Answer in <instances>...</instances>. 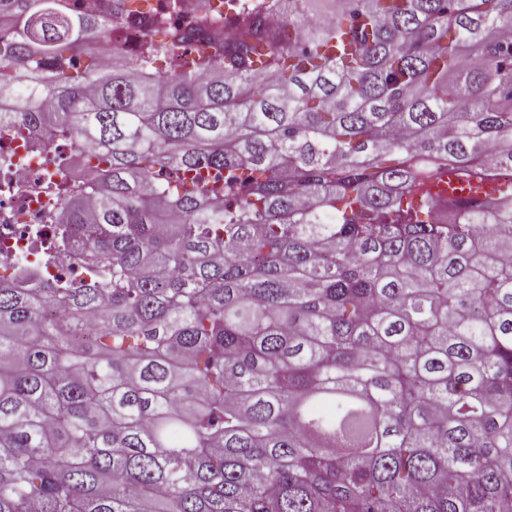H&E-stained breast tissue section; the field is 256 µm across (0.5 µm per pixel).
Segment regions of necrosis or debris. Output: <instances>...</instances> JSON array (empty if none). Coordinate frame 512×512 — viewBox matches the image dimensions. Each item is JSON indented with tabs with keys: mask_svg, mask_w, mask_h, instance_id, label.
<instances>
[{
	"mask_svg": "<svg viewBox=\"0 0 512 512\" xmlns=\"http://www.w3.org/2000/svg\"><path fill=\"white\" fill-rule=\"evenodd\" d=\"M67 149L41 126L19 133L12 124H0V277L53 282L78 276L82 236L57 221L63 180L57 162Z\"/></svg>",
	"mask_w": 512,
	"mask_h": 512,
	"instance_id": "necrosis-or-debris-1",
	"label": "necrosis or debris"
}]
</instances>
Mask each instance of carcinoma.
<instances>
[{"instance_id": "cac0c4a2", "label": "carcinoma", "mask_w": 512, "mask_h": 512, "mask_svg": "<svg viewBox=\"0 0 512 512\" xmlns=\"http://www.w3.org/2000/svg\"><path fill=\"white\" fill-rule=\"evenodd\" d=\"M169 28L0 0V123L89 147L83 278H0V512H512V0ZM234 29L215 42L216 24ZM486 186L468 181L457 172L443 174L431 188L433 195L439 194L443 198L455 197L458 199H480L485 196Z\"/></svg>"}]
</instances>
